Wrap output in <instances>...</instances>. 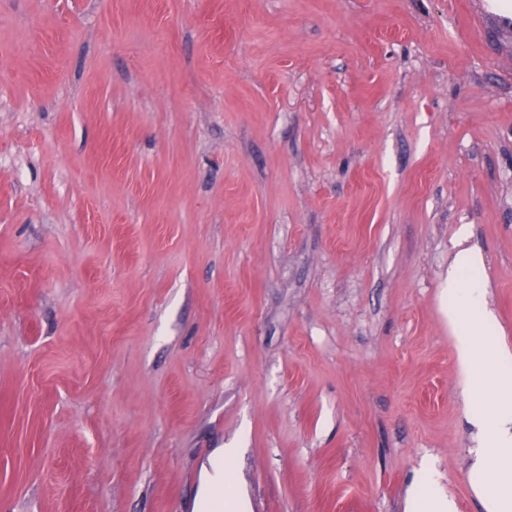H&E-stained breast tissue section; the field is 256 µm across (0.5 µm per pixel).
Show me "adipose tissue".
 Instances as JSON below:
<instances>
[{
    "label": "adipose tissue",
    "instance_id": "1",
    "mask_svg": "<svg viewBox=\"0 0 512 512\" xmlns=\"http://www.w3.org/2000/svg\"><path fill=\"white\" fill-rule=\"evenodd\" d=\"M454 246L455 259L442 296L448 303V325L458 338L464 389L475 401L470 421L480 446L469 479L484 512H512V347L491 340L494 315L486 306L484 290L464 278L465 273L481 270V253L463 237ZM490 464L497 472L491 484L483 479ZM407 512H457L455 500L434 479L431 467H424L410 487Z\"/></svg>",
    "mask_w": 512,
    "mask_h": 512
}]
</instances>
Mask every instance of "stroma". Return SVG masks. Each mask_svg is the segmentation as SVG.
<instances>
[{"label":"stroma","mask_w":512,"mask_h":512,"mask_svg":"<svg viewBox=\"0 0 512 512\" xmlns=\"http://www.w3.org/2000/svg\"><path fill=\"white\" fill-rule=\"evenodd\" d=\"M464 224L512 346L498 0H0V499L482 512ZM407 512H457L453 498L437 483L430 466H425L410 487Z\"/></svg>","instance_id":"obj_1"}]
</instances>
